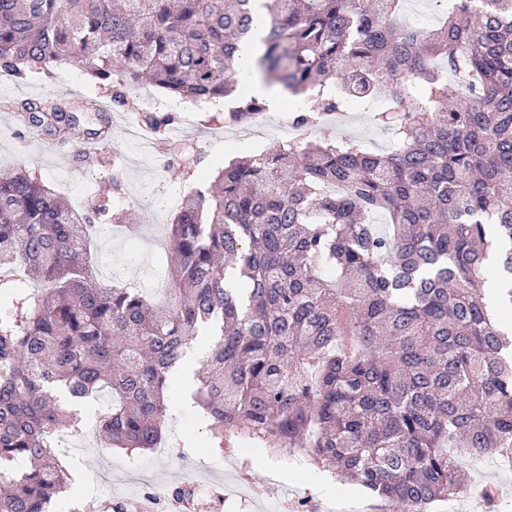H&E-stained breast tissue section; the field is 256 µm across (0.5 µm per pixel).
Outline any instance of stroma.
I'll list each match as a JSON object with an SVG mask.
<instances>
[{"label":"stroma","mask_w":512,"mask_h":512,"mask_svg":"<svg viewBox=\"0 0 512 512\" xmlns=\"http://www.w3.org/2000/svg\"><path fill=\"white\" fill-rule=\"evenodd\" d=\"M85 95L103 101L111 93L91 82L88 75L65 65L52 73H33L18 81L0 75V102L51 95ZM378 102L368 108L351 107L344 115L329 116L319 124L299 128L283 122L282 112L267 115V134L250 137L246 128L225 123L224 114L211 104L195 112L172 108L171 128L175 140H163L159 151H148L121 129L127 114H112L110 140L101 147L108 161L95 168L76 162L83 148L84 130L97 127L99 119L87 114L81 126L72 130L64 142L38 137L18 138L20 128L12 113L0 110V168L24 166L39 174L43 182L64 194L75 206L91 196L119 191L121 209L131 217L138 231L134 240L113 234L111 225H101L94 242L95 263L101 280L140 288L149 300H163L164 254L155 245L175 216L168 201L186 191L188 170L199 179L211 180L229 160L243 154H259L277 148L289 140L303 142L353 138L373 152L386 151L393 142L390 130L378 123ZM111 404L109 393L86 399V414L77 430L62 433L57 445L72 474L67 489L54 498L50 512H88L106 499L128 505L145 501L155 492L171 493L175 486L193 480L209 485L208 495L194 497L195 512H237L236 504L220 503L219 489L231 479L224 464L226 452L241 448L238 438L217 439L211 435L200 409L191 403V389L171 379L168 392L169 420L163 450L126 454L101 445L97 425ZM249 481L244 493L255 499V512H285L282 499L264 494L268 477H276L285 497L311 494L326 504V512H374L372 499L354 484L319 472L314 466L289 463L287 454H276L260 446H251ZM458 465L470 475L464 498L438 503L433 512H487L484 488L496 493L500 512L512 506V469L501 465L497 457L482 461L460 459Z\"/></svg>","instance_id":"1"}]
</instances>
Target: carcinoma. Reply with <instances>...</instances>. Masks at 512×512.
<instances>
[{
    "label": "carcinoma",
    "mask_w": 512,
    "mask_h": 512,
    "mask_svg": "<svg viewBox=\"0 0 512 512\" xmlns=\"http://www.w3.org/2000/svg\"><path fill=\"white\" fill-rule=\"evenodd\" d=\"M400 2L0 0V73L75 66L118 110L144 81L229 98L224 119L242 124L266 108L236 60L260 26L257 70L300 98L293 124L382 83L394 106L377 120L395 136L382 154L290 141L229 162L169 226L159 304L92 275L110 197L77 210L1 170L0 512H48L67 485L55 440L79 420L59 392L110 393L105 442L156 447L170 373L199 336L214 340L192 397L214 436L304 449L394 512L467 489L450 448L512 467V0H452L426 34ZM10 107L47 137L106 112L87 97Z\"/></svg>",
    "instance_id": "1"
}]
</instances>
